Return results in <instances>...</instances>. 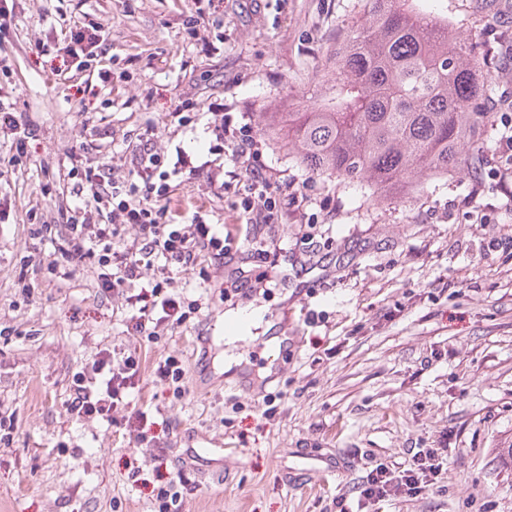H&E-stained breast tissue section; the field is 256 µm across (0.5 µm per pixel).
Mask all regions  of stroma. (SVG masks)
<instances>
[{"instance_id":"obj_1","label":"stroma","mask_w":512,"mask_h":512,"mask_svg":"<svg viewBox=\"0 0 512 512\" xmlns=\"http://www.w3.org/2000/svg\"><path fill=\"white\" fill-rule=\"evenodd\" d=\"M369 0H20L15 26L0 38L14 60L0 75V101L33 113L30 153L88 141L82 113L93 112L115 138L152 125L154 150L209 160V108L244 114L262 141L268 166L303 183L306 213L319 223L320 255L334 277L291 300L271 289L264 309L291 305L299 347L279 386L288 400L268 421L261 402L241 397L232 412L222 385L201 390L187 380L176 399L150 376L139 404L155 433L172 430L167 470H186L196 488L182 512H323L333 497L379 462L407 463L411 448L448 437L442 491L383 501L372 512H512V249L490 241L512 236V199L497 178L501 122L512 123V0H436L456 35L484 63L494 113L479 164L421 184L410 201L373 198L310 174L296 152L265 139L272 112H296L327 91L329 54L366 13ZM101 21L112 42V85L63 82L49 48L59 14ZM205 37L190 39L188 15ZM192 103L201 120L181 127L171 114ZM51 175L30 167L0 186V412L14 419L0 443V512H155L152 451L115 436L110 422L72 415V378L103 350L129 351L122 298L102 297L85 271L45 282L33 300L15 285L31 247L20 218L37 206L60 220L39 189ZM492 221L477 224L475 211ZM446 287L438 300L429 291ZM225 439L224 478L211 457L185 464V434ZM345 457L350 469L324 479L319 458ZM137 478H130L132 467Z\"/></svg>"}]
</instances>
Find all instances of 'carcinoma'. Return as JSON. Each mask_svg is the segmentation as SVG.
<instances>
[{"mask_svg":"<svg viewBox=\"0 0 512 512\" xmlns=\"http://www.w3.org/2000/svg\"><path fill=\"white\" fill-rule=\"evenodd\" d=\"M323 101L281 115L275 140L309 172L395 193L479 159L492 113L478 59L433 0H374L356 33L332 51Z\"/></svg>","mask_w":512,"mask_h":512,"instance_id":"carcinoma-1","label":"carcinoma"}]
</instances>
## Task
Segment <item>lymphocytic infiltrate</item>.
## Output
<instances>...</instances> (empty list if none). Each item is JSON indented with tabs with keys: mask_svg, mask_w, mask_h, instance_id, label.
<instances>
[{
	"mask_svg": "<svg viewBox=\"0 0 512 512\" xmlns=\"http://www.w3.org/2000/svg\"><path fill=\"white\" fill-rule=\"evenodd\" d=\"M57 27V50L71 59L75 74L95 71L110 76L112 44L101 23L62 15ZM37 131L34 120L10 112L0 102V133L14 151L11 172L25 168L29 143ZM211 133L221 152L209 161L207 176L214 197L227 202L220 224L206 222L211 203L191 189L197 166L187 157L172 161L155 152L152 129L117 151L111 147L108 129L95 125L89 143L40 158L41 170L63 174L61 192L41 190L42 195L52 196L62 221L43 224L37 220V208L25 210L22 221L29 224L31 238L50 243L51 249L38 257H21L16 283L22 296L32 298L40 278H69L90 269L103 296L123 297L128 333L154 343L165 332L199 318L201 300L185 297L186 270L196 271L199 287L210 289L223 277L231 253L241 254L244 265L258 256L276 265L283 244L279 229L288 221L280 200L298 198L301 189L271 174L261 143L246 127L235 126L230 115H223ZM115 160L127 166L126 179L110 177ZM126 224L138 227L137 238H124ZM244 265L236 269L237 279L246 278ZM146 370L157 386L174 398L183 397L187 366L182 357L169 355L151 362L143 352L105 351L91 368L74 374L69 409L80 417L107 421H113V412L126 409V416L114 421L116 429L155 449L161 463L169 443L152 434L151 415L132 400ZM446 459L444 449L419 448L405 466L377 464L353 483L348 494L333 498L325 512H365L379 502L436 488Z\"/></svg>",
	"mask_w": 512,
	"mask_h": 512,
	"instance_id": "lymphocytic-infiltrate-1",
	"label": "lymphocytic infiltrate"
}]
</instances>
